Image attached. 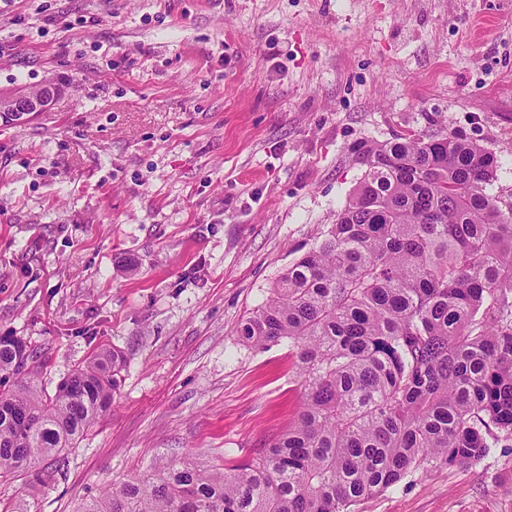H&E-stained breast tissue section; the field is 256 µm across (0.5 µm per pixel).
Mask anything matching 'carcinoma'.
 <instances>
[{
  "label": "carcinoma",
  "instance_id": "cac0c4a2",
  "mask_svg": "<svg viewBox=\"0 0 512 512\" xmlns=\"http://www.w3.org/2000/svg\"><path fill=\"white\" fill-rule=\"evenodd\" d=\"M364 173L335 222L242 320L288 342L302 403L268 447L217 465L156 459L80 512H352L431 463L512 442V193L455 131L353 146ZM36 352L0 336V484L64 472L111 410L126 359L102 348L47 395Z\"/></svg>",
  "mask_w": 512,
  "mask_h": 512
}]
</instances>
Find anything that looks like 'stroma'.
I'll return each mask as SVG.
<instances>
[{
  "label": "stroma",
  "mask_w": 512,
  "mask_h": 512,
  "mask_svg": "<svg viewBox=\"0 0 512 512\" xmlns=\"http://www.w3.org/2000/svg\"><path fill=\"white\" fill-rule=\"evenodd\" d=\"M50 78L49 109L0 123V335L49 395L98 349L126 367L64 475L0 486L31 512L287 427V344L237 330L346 204L352 143L457 130L512 193V0H0V88ZM358 510L512 512V447Z\"/></svg>",
  "instance_id": "35a3bbf8"
}]
</instances>
